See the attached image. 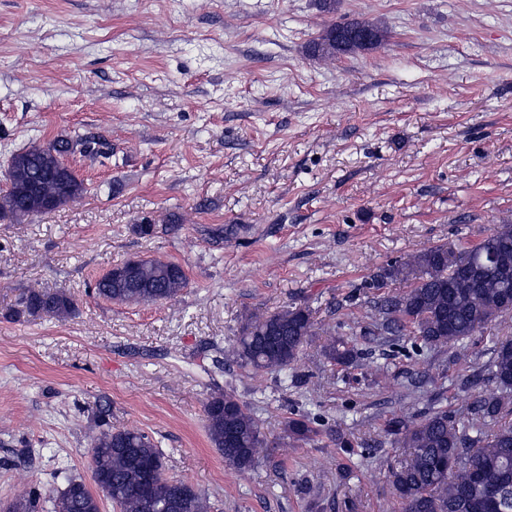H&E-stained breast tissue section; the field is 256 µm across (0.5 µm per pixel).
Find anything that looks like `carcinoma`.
Here are the masks:
<instances>
[{"instance_id":"cac0c4a2","label":"carcinoma","mask_w":512,"mask_h":512,"mask_svg":"<svg viewBox=\"0 0 512 512\" xmlns=\"http://www.w3.org/2000/svg\"><path fill=\"white\" fill-rule=\"evenodd\" d=\"M386 36L385 30L366 21L333 23L309 45V52L328 57L365 52L380 46ZM78 147L84 153L95 152L82 140L57 139L15 155L8 170L9 189L0 196V212L17 219L39 214L32 202L38 192L59 206L80 197L82 184L59 177L53 168L56 155ZM486 252L495 257L492 267L483 265ZM127 264L122 261L96 279L92 293L115 303H155L177 298L187 286L182 267L171 261L136 258L132 267ZM409 275L414 282L408 291L378 302L373 335L397 338L408 331L429 349L451 342L456 345L453 363L477 364L495 391L477 395L463 410L433 405L389 421L386 433L413 449L410 461L393 473L403 512H494L493 497L512 510V339L491 340L490 356L483 362L470 344L473 336L512 316V223L498 225L459 257L437 246L390 263L373 276V287ZM18 306L29 316L65 318L74 311L73 299L62 290L31 289ZM311 335V313L289 305L249 321L233 353L244 369L280 372L297 361ZM323 356L334 363H358L382 376L388 373V364L376 362L351 337L330 334ZM107 412L104 406L98 409L101 430L90 451V468L93 481L108 482L112 492L107 498L119 512H151L168 504L175 512H210L204 495L165 476L163 455L151 436L138 430L103 429ZM204 413L209 440L224 455V463L239 472L253 469L265 441L250 406L235 392L218 389ZM284 433L294 443L308 442L317 429L307 416L290 417ZM145 463L159 472L149 498L141 492ZM40 497L34 488L11 502L9 512H37ZM54 509L100 512V504L83 480L69 478Z\"/></svg>"}]
</instances>
